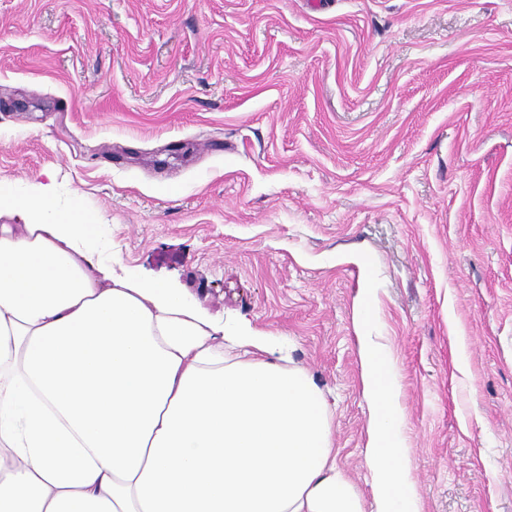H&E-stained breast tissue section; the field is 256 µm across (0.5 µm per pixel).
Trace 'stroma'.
<instances>
[{
	"label": "stroma",
	"instance_id": "obj_1",
	"mask_svg": "<svg viewBox=\"0 0 512 512\" xmlns=\"http://www.w3.org/2000/svg\"><path fill=\"white\" fill-rule=\"evenodd\" d=\"M289 354L373 512L354 306L420 512H512V0H0V183Z\"/></svg>",
	"mask_w": 512,
	"mask_h": 512
}]
</instances>
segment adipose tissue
<instances>
[{"label": "adipose tissue", "mask_w": 512, "mask_h": 512, "mask_svg": "<svg viewBox=\"0 0 512 512\" xmlns=\"http://www.w3.org/2000/svg\"><path fill=\"white\" fill-rule=\"evenodd\" d=\"M0 224V512H364L322 391L251 329L114 275L52 187ZM356 306L375 512H416L391 361Z\"/></svg>", "instance_id": "adipose-tissue-1"}]
</instances>
